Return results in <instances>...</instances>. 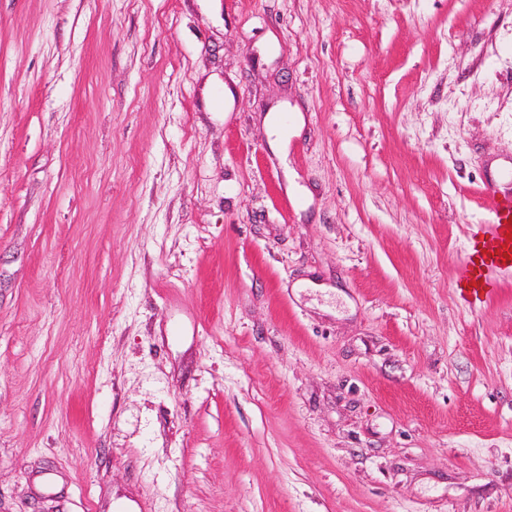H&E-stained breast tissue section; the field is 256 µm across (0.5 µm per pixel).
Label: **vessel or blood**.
I'll return each mask as SVG.
<instances>
[{
    "mask_svg": "<svg viewBox=\"0 0 512 512\" xmlns=\"http://www.w3.org/2000/svg\"><path fill=\"white\" fill-rule=\"evenodd\" d=\"M481 207L488 221L473 232L457 276L459 294L468 303L483 300L494 291L496 274L512 272V241L505 238L512 227V197L488 190L482 194Z\"/></svg>",
    "mask_w": 512,
    "mask_h": 512,
    "instance_id": "obj_1",
    "label": "vessel or blood"
}]
</instances>
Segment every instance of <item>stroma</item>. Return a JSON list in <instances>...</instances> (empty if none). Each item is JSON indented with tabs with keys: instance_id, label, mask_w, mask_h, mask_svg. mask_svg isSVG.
I'll use <instances>...</instances> for the list:
<instances>
[{
	"instance_id": "obj_1",
	"label": "stroma",
	"mask_w": 512,
	"mask_h": 512,
	"mask_svg": "<svg viewBox=\"0 0 512 512\" xmlns=\"http://www.w3.org/2000/svg\"><path fill=\"white\" fill-rule=\"evenodd\" d=\"M512 0H0V512H512ZM481 208L486 212L488 222L475 225L467 257L458 269L459 294L467 303L488 297L496 288V274L512 272V259L507 260L512 255V241L507 242L504 238L509 230L505 221L512 222V197L487 190L482 193ZM485 250L489 253L485 254ZM471 281H474V287H471Z\"/></svg>"
}]
</instances>
